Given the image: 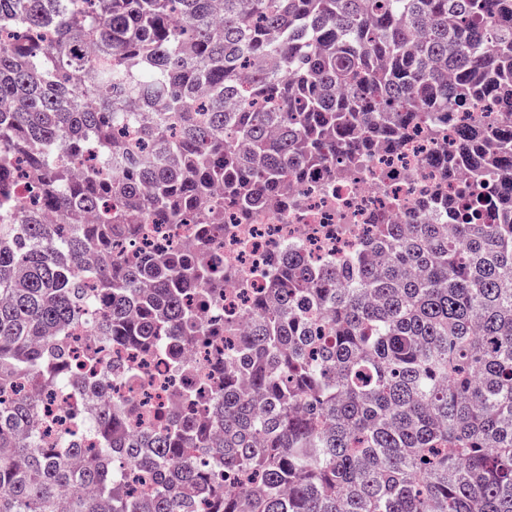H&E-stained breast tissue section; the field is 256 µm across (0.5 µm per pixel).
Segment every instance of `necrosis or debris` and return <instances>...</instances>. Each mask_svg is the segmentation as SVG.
<instances>
[{"label":"necrosis or debris","mask_w":512,"mask_h":512,"mask_svg":"<svg viewBox=\"0 0 512 512\" xmlns=\"http://www.w3.org/2000/svg\"><path fill=\"white\" fill-rule=\"evenodd\" d=\"M425 135L411 137L404 158H392L383 150L367 157L354 171L313 169L302 190L300 207L289 208L274 201L256 211L249 223L230 224L218 250L225 262L242 272L249 285L225 289L223 296L204 308L206 324L223 322L225 316H244L251 293L264 288L260 273L272 257L288 245L296 246L306 259L322 263L341 259L366 244L365 225L378 216L393 215L395 222L410 223L419 213L424 196L436 182L434 169L421 166L420 153L431 150ZM96 317L88 315L68 338L75 362H82L88 345H96L94 373L79 372V383L70 391L45 400L43 412L54 430L78 434L86 425L92 407L112 398L135 395L144 409L178 408L176 392L195 386L210 373L217 354L210 346L181 350L177 360L168 354L136 357L133 380H113L112 366L128 354L94 334Z\"/></svg>","instance_id":"1"}]
</instances>
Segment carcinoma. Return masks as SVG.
I'll return each mask as SVG.
<instances>
[{"mask_svg": "<svg viewBox=\"0 0 512 512\" xmlns=\"http://www.w3.org/2000/svg\"><path fill=\"white\" fill-rule=\"evenodd\" d=\"M2 27L0 512H512V0H0ZM415 127L465 194L372 225L343 262L275 256L250 327L224 320L219 382L186 392L195 416L150 427L105 403L95 462H74L82 438L48 429L42 397L72 382L86 282L111 297L112 344L206 342L197 308L237 278L196 261L224 210L295 207L289 183L398 153ZM187 222L179 246L118 250Z\"/></svg>", "mask_w": 512, "mask_h": 512, "instance_id": "1", "label": "carcinoma"}]
</instances>
